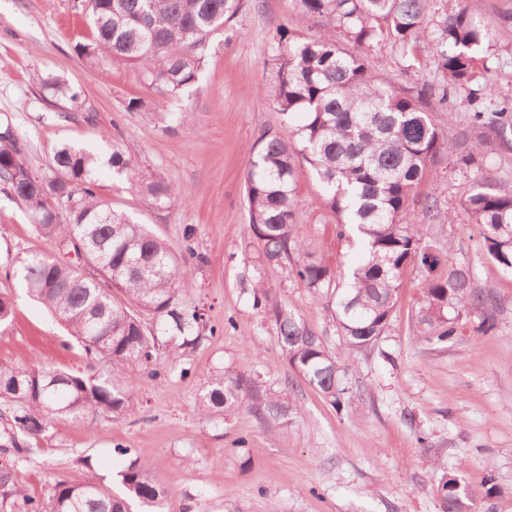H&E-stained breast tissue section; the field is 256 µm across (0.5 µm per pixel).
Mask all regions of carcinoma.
Masks as SVG:
<instances>
[{
	"label": "carcinoma",
	"instance_id": "obj_1",
	"mask_svg": "<svg viewBox=\"0 0 512 512\" xmlns=\"http://www.w3.org/2000/svg\"><path fill=\"white\" fill-rule=\"evenodd\" d=\"M297 23L318 24L304 36L283 25L272 40L276 80L262 88L282 115L297 119L286 134H265L254 146L246 173L249 228L269 265H289L304 287L334 301L331 312L347 349L371 348L389 328L404 274L432 273L418 312L424 338L444 345L457 335L462 316L475 315L476 330L495 329L497 299L474 284L470 271L453 264V245L442 249L428 237L417 206L429 212L436 200L418 199L429 171L447 160V136L432 120V88L402 92L379 78L368 57L380 42L403 56L421 43L431 47L447 77L440 100L451 88H467L471 124L505 137L512 129V96L497 98L483 79L488 71L480 49L490 37L480 20L458 8L434 30L425 19V0H292ZM247 0H81L94 37L76 45L91 64H131L150 84L176 94L192 85L214 36L241 14ZM352 50L341 48V42ZM43 86L82 107L80 93L55 78ZM28 145L7 124L0 129V183L35 223L54 251H6L12 270L29 295L70 332L86 355L114 365H131L149 377L217 335L205 308L183 303L195 286L185 255L196 254L195 231L183 233L180 250L138 224L96 192L103 165L128 171L131 159L112 141L105 154L70 143L53 149L51 173L25 162ZM307 164L323 189L319 204L336 215L339 235L358 243L357 255L336 277L311 259L296 226L295 184ZM159 204L181 202L182 188L162 180L133 184ZM470 223L481 229L488 256L512 274V189L495 184L494 173L479 176L464 200ZM446 273H435L441 264ZM254 305L273 323L291 368L323 394L336 413L349 404L346 365L320 336L264 288ZM257 382L222 368L211 373L197 410L203 416H234ZM136 382L101 368L90 373L43 366L0 364V512H142L163 509L167 492L134 459L119 473L121 492L97 482L57 481L47 497H31L13 478L19 459L35 453L31 441L52 420L113 421L136 406ZM295 410L291 393H278L256 407L258 417L277 423ZM443 512H467L477 491L454 475L439 487Z\"/></svg>",
	"mask_w": 512,
	"mask_h": 512
}]
</instances>
